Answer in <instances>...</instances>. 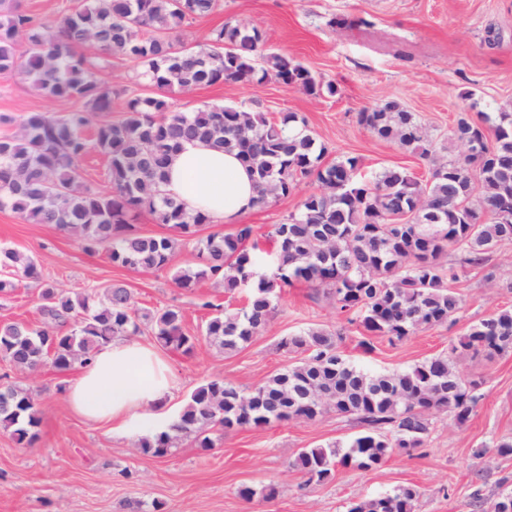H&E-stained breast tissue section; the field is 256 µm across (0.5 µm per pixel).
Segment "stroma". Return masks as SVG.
<instances>
[{
    "instance_id": "obj_1",
    "label": "stroma",
    "mask_w": 512,
    "mask_h": 512,
    "mask_svg": "<svg viewBox=\"0 0 512 512\" xmlns=\"http://www.w3.org/2000/svg\"><path fill=\"white\" fill-rule=\"evenodd\" d=\"M228 20L259 28L265 51L295 57L321 79L335 82L337 94L315 97L274 81L224 83L173 92L174 108L189 112L224 103L272 116L295 112L328 146L331 158L358 156L368 172L402 165L423 180L428 162L373 137L359 125V112L399 100L444 144L459 113L512 109V0H220L213 15L186 23L180 35L188 43L201 41ZM72 107L40 96L17 77L0 75V113L17 117ZM316 188L314 179L301 180L291 195L240 222L263 237ZM0 244L31 255L43 274L42 282H25L0 295V322L41 325L38 298L46 281L74 293L121 283L139 307H179L186 331L199 341L189 354L163 351L176 378L168 402L173 414L210 380L248 390L298 362V353L280 348L282 337L306 328L333 331L344 323L331 301L299 284L278 300L262 335L227 356L201 339L209 312L198 301L209 297L238 308L245 296L224 292L210 280L191 292L177 288L172 274L191 264L190 248L179 249L164 270L122 267L112 263L106 249L88 253L55 225L31 224L8 210H0ZM491 261L499 267L500 286L486 284L479 267L465 269L455 282L462 303L453 326L426 329L395 344L366 337L354 326L345 352L366 370L394 371L447 351L472 324L512 307V245ZM365 338L373 346L368 354L359 347ZM460 370L484 382L483 399L466 423L433 416L424 447L394 450L372 470L337 466L333 478L318 485L306 483L292 461L302 449L355 436L360 430L355 419L331 411L313 422L218 432L210 450L184 440L166 457L155 458L139 452L136 436L77 415L65 399L67 374L48 365L22 373L0 363V376L33 390L41 411L32 442L0 429V512H131L136 504L149 512L155 501L162 502L164 512H347L351 501L404 486L419 492L415 512H493L500 493L512 491V457L499 456L494 448L496 441L512 438V353L471 355ZM246 486L254 489L252 498L240 496ZM271 487L276 494L270 498Z\"/></svg>"
}]
</instances>
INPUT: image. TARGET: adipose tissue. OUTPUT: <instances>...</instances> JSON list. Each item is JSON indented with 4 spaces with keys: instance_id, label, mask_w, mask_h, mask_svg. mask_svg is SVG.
Listing matches in <instances>:
<instances>
[{
    "instance_id": "obj_1",
    "label": "adipose tissue",
    "mask_w": 512,
    "mask_h": 512,
    "mask_svg": "<svg viewBox=\"0 0 512 512\" xmlns=\"http://www.w3.org/2000/svg\"><path fill=\"white\" fill-rule=\"evenodd\" d=\"M164 191L217 223L255 208L249 169L235 155L199 142L184 144L171 156ZM174 387L171 366L160 353L134 339L117 337L101 346L91 363L69 380L66 399L90 421L114 423L120 430L150 439L166 425Z\"/></svg>"
}]
</instances>
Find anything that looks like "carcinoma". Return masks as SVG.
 I'll list each match as a JSON object with an SVG mask.
<instances>
[{
  "instance_id": "cac0c4a2",
  "label": "carcinoma",
  "mask_w": 512,
  "mask_h": 512,
  "mask_svg": "<svg viewBox=\"0 0 512 512\" xmlns=\"http://www.w3.org/2000/svg\"><path fill=\"white\" fill-rule=\"evenodd\" d=\"M220 0H80L56 24L0 0V74L15 75L33 91L79 106L63 113L30 111L0 116L14 131L0 137V210L27 222L54 224L75 236L85 251H109L112 263L130 268H167L180 247L192 246L194 266L178 271L176 286L192 291L213 279L224 291H244L247 304L228 309L206 300L211 311L202 336L231 355L261 335L285 289L305 283L332 301L371 336L401 341L421 329L448 323L461 308L449 282L457 269L484 266L496 283L491 254L512 244V112H483L475 120L460 114L448 139L455 155L442 154L415 113L388 100L359 113L373 136L394 142L429 161L423 182L401 165L374 174L361 172V159L326 160L328 148L295 112L274 118L235 105L203 104L192 112L173 108L170 94L224 83L263 85L271 80L312 96H334L336 85L316 77L286 53L263 51L256 27L227 21L204 44L173 36L191 19L206 18ZM117 57L133 63L153 91L128 99L117 119L108 117L125 90L103 84L98 71ZM93 127V138L85 130ZM480 139L482 151L471 152ZM236 153L255 177L257 207L289 196L302 178L318 188L302 198L296 212L268 233L274 270L260 275L266 261L253 227L233 233L201 234L211 218L162 190L171 154L186 142ZM108 161V189L81 182L79 162L91 150ZM167 225L172 236L137 232L138 212ZM459 253L457 265L443 257ZM0 294L24 281L41 280L36 262L0 245ZM44 326L0 324V361L19 371L45 363L58 372L85 365L115 336L151 331L163 347L193 351L198 337L185 332L175 307L145 310L122 284L70 295L52 286L39 294ZM342 333L307 329L288 335L281 347L304 357L249 391L213 379L196 388L167 430L142 439L145 455L162 458L180 439L205 450L209 431L259 428L289 420L315 421L330 410L363 427L346 444L302 449L290 466L306 482L322 484L336 466L371 469L395 448L424 445L430 418L446 413L458 423L476 411L482 382L467 380L458 360L464 354L488 358L512 352V308L472 325L449 351L401 371L366 372L339 350ZM41 422L32 393L0 384V428L22 442L35 437ZM418 492L402 487L350 505L348 512H414Z\"/></svg>"
}]
</instances>
